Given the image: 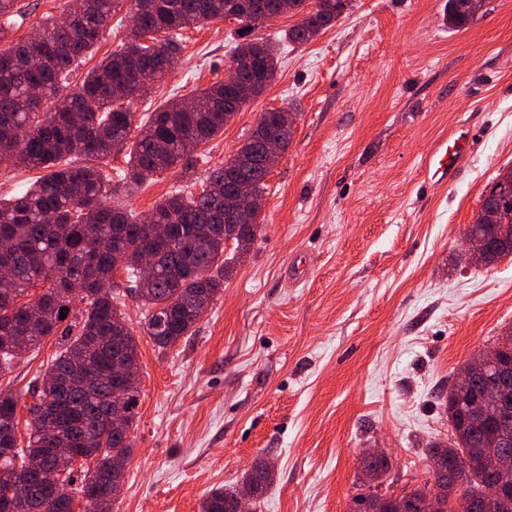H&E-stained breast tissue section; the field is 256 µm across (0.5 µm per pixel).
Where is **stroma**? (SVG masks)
I'll list each match as a JSON object with an SVG mask.
<instances>
[{
    "mask_svg": "<svg viewBox=\"0 0 512 512\" xmlns=\"http://www.w3.org/2000/svg\"><path fill=\"white\" fill-rule=\"evenodd\" d=\"M447 0H351L312 41H283L297 17L251 31L279 42L276 80L186 166L129 189L124 153L102 160L113 203L148 213L199 192L261 112H294L293 140L266 179L260 226L224 289L175 346L146 335L134 295L120 308L141 369L133 453L112 512H199L259 459L274 481L251 512H349L366 493L369 448L401 489L452 431L443 404L461 366L512 329V257L471 263L464 236L494 180L512 169V0H487L467 29ZM212 21L181 30L175 68L137 114L224 78L238 39ZM474 152L453 183L421 159L450 128ZM57 337L17 359L0 388L20 397Z\"/></svg>",
    "mask_w": 512,
    "mask_h": 512,
    "instance_id": "35a3bbf8",
    "label": "stroma"
}]
</instances>
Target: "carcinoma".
<instances>
[{
	"mask_svg": "<svg viewBox=\"0 0 512 512\" xmlns=\"http://www.w3.org/2000/svg\"><path fill=\"white\" fill-rule=\"evenodd\" d=\"M124 0H66L61 18L47 15L23 38L0 48V159L31 169L40 176L23 195L0 199V265L11 267L12 277L0 280V373L10 369L23 353L57 333L60 313L71 305L69 280L84 283L81 302L85 311L73 317L78 333L55 354L35 388L37 401L30 408L28 446L17 447L18 397L0 390V445L14 451L0 457V491L22 484V497L13 512H29L31 502H45L44 512H74V494L85 502V512H112L122 491L124 475L114 468L118 458L130 459V432L137 417L138 396L126 400L125 427L112 430L106 407L112 404V365L116 360L139 364L138 342L131 329L115 330L120 294L112 288V273L122 264L128 275V290L146 309L144 329L155 345L164 349L186 339L214 297L224 288L230 261L248 249L249 242H236L226 257L224 239V182L233 173L252 179L255 191L265 193L268 172L246 161L258 154L271 137L287 149L293 132L284 127L283 110L261 113L256 127L237 151L209 172L201 192L173 194L158 201L142 218L104 202L112 193V178L100 161L113 152L126 151L129 184L140 186L165 173L197 152L224 129L243 103V85L217 81L194 98L203 107L192 110L180 100L168 99L146 121L134 125L135 100L147 95L153 85L171 70L181 53L179 40L170 35L203 22L232 15L242 30L256 28L268 12L271 0H133L135 26L119 49L91 69L82 84L61 93L68 74L79 58L93 49L107 29L112 14ZM288 0L301 16L285 32L288 41L304 44L330 27L344 12V0ZM25 16L17 0H0V43L8 39L16 18ZM474 16L465 0H448V27L466 28ZM164 38L159 39L157 35ZM40 51L45 63H27L32 50ZM253 55L252 69L245 75L252 97L262 94L277 77L278 49L268 41H244L234 52ZM41 89L34 99L31 91ZM54 100V110L40 112L42 103ZM139 133L130 140L133 129ZM486 200L503 207L506 224H472L466 236L486 240L494 250H512V170L498 176ZM168 225L163 239L153 237L152 223ZM145 250L159 256L157 272L144 280L136 273ZM46 288L37 295L31 290ZM97 373V391L88 394L74 388L60 396V381L71 362ZM466 402L453 394L445 399L453 429L448 442L430 444L429 470L445 485L464 488L468 498L459 512H512V491L487 498L483 486L498 478L497 465L512 457V416L487 423L465 412ZM52 410L64 423H76L71 447L93 467L83 470L74 491V462L54 455L58 447L55 430L45 426L44 411ZM42 459L58 472L62 488L46 492L34 475L26 473L28 458ZM273 482L265 462L256 463L232 489L209 490L200 512H234L244 494L257 499Z\"/></svg>",
	"mask_w": 512,
	"mask_h": 512,
	"instance_id": "carcinoma-1",
	"label": "carcinoma"
}]
</instances>
